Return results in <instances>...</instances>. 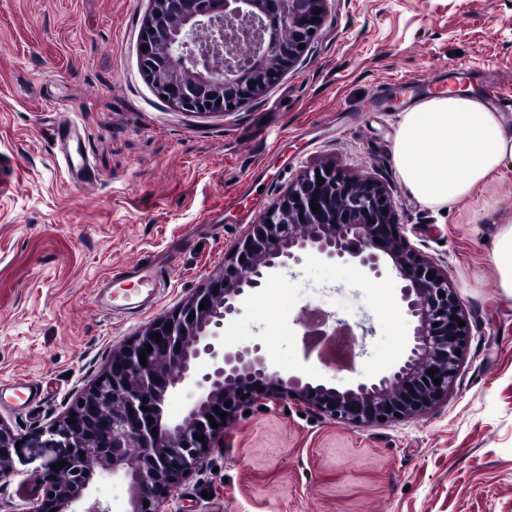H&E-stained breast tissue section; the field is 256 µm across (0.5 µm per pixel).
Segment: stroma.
<instances>
[{"label": "stroma", "mask_w": 512, "mask_h": 512, "mask_svg": "<svg viewBox=\"0 0 512 512\" xmlns=\"http://www.w3.org/2000/svg\"><path fill=\"white\" fill-rule=\"evenodd\" d=\"M149 0H0V382L27 379L39 403L0 401L20 438L0 478V512H27L60 451L50 428L112 354L224 268L244 236L304 170L389 186L414 246L448 271L470 323L448 396L421 416L356 426L298 400L248 404L175 489L169 512H512V293L491 254L512 226V163L465 199L429 206L392 158L405 101L378 87L435 70H491L493 106L512 117V0H328L325 25L297 64L233 112L174 109L139 62ZM73 121L91 164L68 174L58 135ZM254 184L241 196L245 184ZM170 267L164 294L112 315L97 289L142 257ZM402 282L388 259L370 271L316 251L271 270L219 330L225 350L258 348L269 371L342 388L408 355L415 323L386 319ZM320 308L353 326L352 363H323L305 342ZM91 499L128 512L124 476L96 471Z\"/></svg>", "instance_id": "35a3bbf8"}]
</instances>
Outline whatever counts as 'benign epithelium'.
<instances>
[{
  "mask_svg": "<svg viewBox=\"0 0 512 512\" xmlns=\"http://www.w3.org/2000/svg\"><path fill=\"white\" fill-rule=\"evenodd\" d=\"M326 5L327 0H150L140 39L146 47L139 51L141 71L179 111L236 110L260 98L296 65L304 54L299 46H309L310 31L324 24ZM313 202L319 206L315 213ZM397 211L393 191L377 180L348 179L333 165L301 172L236 243L224 270L115 352L81 396L83 404L72 408L76 418L68 414L55 426L54 446L66 449L65 466L42 477L45 492L31 512H110L98 500L86 503L95 472L84 456L89 448L98 468L130 477L129 512H164L185 472L215 446L224 429L225 403L241 395L274 401L291 394L352 424L417 415L447 396L470 329L458 325L466 317L448 271L408 241ZM309 248L329 257L348 255L373 271L384 255L403 281L401 301L418 321L414 346L402 364L377 381L345 389L302 385L269 372L248 348L226 352L213 342L245 289L260 287L269 270L300 261L299 253ZM430 272L435 278H427ZM204 299L208 308L202 310ZM154 332L161 338L151 337ZM147 344L152 351L143 365L139 355ZM203 355L211 369L198 380L195 361ZM432 369L436 373L430 376ZM191 381L202 393L186 417L180 422L164 417L170 393ZM210 416L218 428L211 427ZM200 435L202 442L196 440ZM16 443L0 422L1 478L10 474V449Z\"/></svg>",
  "mask_w": 512,
  "mask_h": 512,
  "instance_id": "benign-epithelium-1",
  "label": "benign epithelium"
}]
</instances>
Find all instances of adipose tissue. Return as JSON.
<instances>
[{
  "label": "adipose tissue",
  "mask_w": 512,
  "mask_h": 512,
  "mask_svg": "<svg viewBox=\"0 0 512 512\" xmlns=\"http://www.w3.org/2000/svg\"><path fill=\"white\" fill-rule=\"evenodd\" d=\"M512 161V125L472 94H439L402 112L393 162L417 199L442 207L466 198Z\"/></svg>",
  "instance_id": "adipose-tissue-1"
}]
</instances>
